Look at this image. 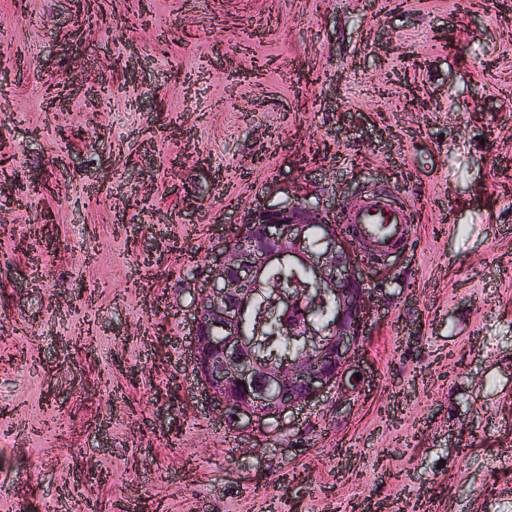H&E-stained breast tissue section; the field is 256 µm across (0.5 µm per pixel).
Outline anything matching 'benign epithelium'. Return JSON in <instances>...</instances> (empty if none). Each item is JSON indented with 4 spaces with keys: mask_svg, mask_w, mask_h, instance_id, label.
Segmentation results:
<instances>
[{
    "mask_svg": "<svg viewBox=\"0 0 512 512\" xmlns=\"http://www.w3.org/2000/svg\"><path fill=\"white\" fill-rule=\"evenodd\" d=\"M219 263L208 269L193 308L187 365L197 387L218 402L228 429L258 426L283 435L284 416L340 387L358 356L373 311L366 252L330 211L297 202L255 210L225 236ZM277 266L300 268L306 281L284 290L267 282ZM280 315V335L296 347L279 357L266 315ZM325 323L312 314L325 304Z\"/></svg>",
    "mask_w": 512,
    "mask_h": 512,
    "instance_id": "7a95c632",
    "label": "benign epithelium"
}]
</instances>
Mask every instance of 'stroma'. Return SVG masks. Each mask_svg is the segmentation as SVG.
I'll return each instance as SVG.
<instances>
[{"instance_id": "35a3bbf8", "label": "stroma", "mask_w": 512, "mask_h": 512, "mask_svg": "<svg viewBox=\"0 0 512 512\" xmlns=\"http://www.w3.org/2000/svg\"><path fill=\"white\" fill-rule=\"evenodd\" d=\"M92 5L0 0V512H512V0ZM375 192L351 399L243 451L184 366L219 227ZM346 221L380 252L391 250L407 238L411 224L403 210L389 206L378 196L361 201L347 214Z\"/></svg>"}]
</instances>
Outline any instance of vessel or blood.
<instances>
[{"mask_svg":"<svg viewBox=\"0 0 512 512\" xmlns=\"http://www.w3.org/2000/svg\"><path fill=\"white\" fill-rule=\"evenodd\" d=\"M359 236L381 252L407 238L410 227L403 210L389 206L382 198L371 196L361 201L346 217Z\"/></svg>","mask_w":512,"mask_h":512,"instance_id":"obj_1","label":"vessel or blood"}]
</instances>
